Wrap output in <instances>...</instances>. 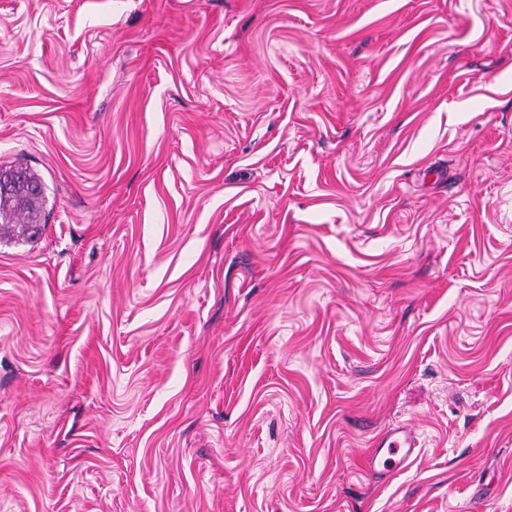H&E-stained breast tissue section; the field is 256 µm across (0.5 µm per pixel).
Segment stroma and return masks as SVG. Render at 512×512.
Wrapping results in <instances>:
<instances>
[{"mask_svg":"<svg viewBox=\"0 0 512 512\" xmlns=\"http://www.w3.org/2000/svg\"><path fill=\"white\" fill-rule=\"evenodd\" d=\"M14 162L0 512H512V0H0ZM31 186L37 192H29ZM45 191L46 185L41 176L28 165L0 167L1 237L16 228L30 240L39 236L46 224L43 210ZM372 451L366 457L368 470L389 475L400 470L420 448L419 437L412 426L400 423L388 427L374 441ZM382 465L378 470L377 466Z\"/></svg>","mask_w":512,"mask_h":512,"instance_id":"obj_1","label":"stroma"}]
</instances>
